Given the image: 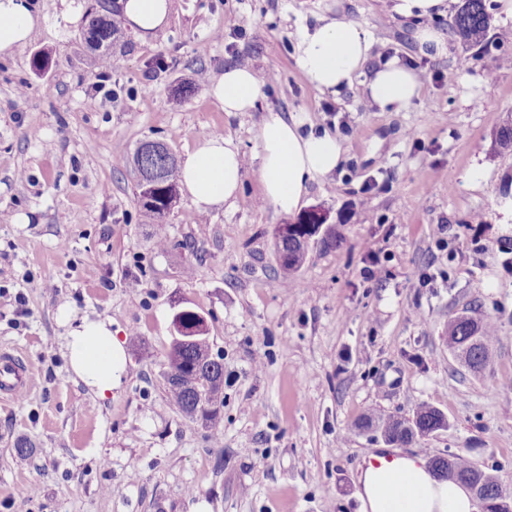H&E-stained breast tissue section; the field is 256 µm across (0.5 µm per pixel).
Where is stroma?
<instances>
[{
	"label": "stroma",
	"mask_w": 512,
	"mask_h": 512,
	"mask_svg": "<svg viewBox=\"0 0 512 512\" xmlns=\"http://www.w3.org/2000/svg\"><path fill=\"white\" fill-rule=\"evenodd\" d=\"M29 4L30 38L0 53V266L12 272L0 280V349L33 375L23 399H0V512H362L358 477L381 447L429 462L459 454L512 485V152L491 149L512 114V67L500 65L512 16L498 0H487L483 48L453 34L451 11L426 22L443 34L440 50L420 48L426 23L392 13L391 0H171L153 37L126 33L113 95L94 109L88 0ZM228 14L241 33L215 40ZM321 17L355 22L376 52L418 64L419 99L390 112L359 79L316 90L296 46ZM236 64L263 95L229 115L197 74ZM270 109L294 115L301 134L337 133L344 150L305 201L344 215L338 242L310 245L286 285L272 272L273 232L289 217L262 202L258 173ZM214 134L246 157L238 193L201 210L180 192L157 248L132 154L160 141L180 158ZM374 256L386 272L369 280ZM20 291L29 314L18 319ZM186 306L223 358L218 439L165 398L172 318ZM63 307L76 324L111 320L127 356L111 396L74 381ZM465 310L497 328L478 374L445 337ZM422 404L447 428L389 445L364 425L374 411L412 420Z\"/></svg>",
	"instance_id": "1"
}]
</instances>
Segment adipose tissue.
Wrapping results in <instances>:
<instances>
[{"label":"adipose tissue","instance_id":"obj_1","mask_svg":"<svg viewBox=\"0 0 512 512\" xmlns=\"http://www.w3.org/2000/svg\"><path fill=\"white\" fill-rule=\"evenodd\" d=\"M127 24L140 34L154 33L170 13L168 0H119ZM36 25L27 0H0V53L24 44ZM373 39L360 25L331 20L302 27L296 63L320 92L352 86L372 58ZM380 108L407 109L420 95L417 74L389 60L365 83ZM209 93L229 114L251 111L262 96V85L246 66H229L212 77ZM262 195L277 211L299 209L310 182L336 169L343 149L331 133L300 135L296 119L267 112L257 133ZM242 156L233 141L221 135L205 140L182 162L181 183L197 208L206 209L235 197L242 177ZM58 320L67 325L65 351L74 376L101 398L120 386L126 368L125 350L108 320L83 318L72 324L67 309ZM359 482L364 512H478L461 484L441 482L419 457H400L381 466L367 465Z\"/></svg>","mask_w":512,"mask_h":512}]
</instances>
